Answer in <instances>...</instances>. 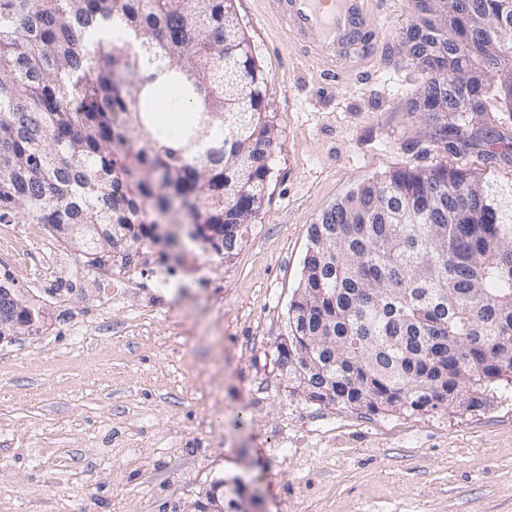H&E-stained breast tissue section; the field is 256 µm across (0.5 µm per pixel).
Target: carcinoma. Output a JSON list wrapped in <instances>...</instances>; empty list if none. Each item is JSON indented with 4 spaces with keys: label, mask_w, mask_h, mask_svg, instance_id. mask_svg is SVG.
Returning <instances> with one entry per match:
<instances>
[{
    "label": "carcinoma",
    "mask_w": 512,
    "mask_h": 512,
    "mask_svg": "<svg viewBox=\"0 0 512 512\" xmlns=\"http://www.w3.org/2000/svg\"><path fill=\"white\" fill-rule=\"evenodd\" d=\"M234 0H0V224L86 254L168 247L156 215L229 260L263 207L270 79ZM399 35L410 111L452 154L512 96L507 0H432ZM470 112L448 122L457 99ZM512 147L499 134L485 140ZM288 309L292 392L370 413L481 410L512 384V182L465 167L370 178L308 226Z\"/></svg>",
    "instance_id": "cac0c4a2"
}]
</instances>
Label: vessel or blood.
Listing matches in <instances>:
<instances>
[{
  "label": "vessel or blood",
  "instance_id": "b4317fda",
  "mask_svg": "<svg viewBox=\"0 0 512 512\" xmlns=\"http://www.w3.org/2000/svg\"><path fill=\"white\" fill-rule=\"evenodd\" d=\"M269 11L290 24L297 40L313 44L317 55L330 59L337 51L363 42L364 17L372 0H266Z\"/></svg>",
  "mask_w": 512,
  "mask_h": 512
}]
</instances>
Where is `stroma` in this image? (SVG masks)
Listing matches in <instances>:
<instances>
[{"instance_id": "35a3bbf8", "label": "stroma", "mask_w": 512, "mask_h": 512, "mask_svg": "<svg viewBox=\"0 0 512 512\" xmlns=\"http://www.w3.org/2000/svg\"><path fill=\"white\" fill-rule=\"evenodd\" d=\"M271 83L277 129L264 206L206 288L164 294L142 279L111 305L78 252L76 294L38 331L0 345V512H182L235 479L258 512H512V389L490 407L372 414L291 393L287 333L307 226L360 182L440 164L512 181V155L482 139L449 153L410 112L420 72L396 52L408 0H374L368 53L337 81L263 0H235ZM0 242V280L26 293L43 263L40 224Z\"/></svg>"}]
</instances>
